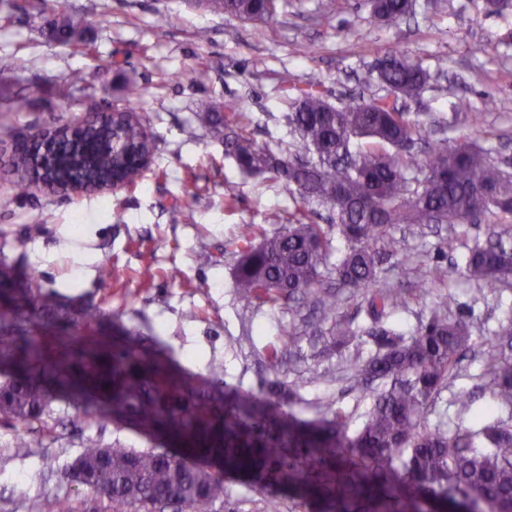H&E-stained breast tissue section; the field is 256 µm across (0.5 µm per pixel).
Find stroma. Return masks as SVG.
I'll return each instance as SVG.
<instances>
[{"mask_svg": "<svg viewBox=\"0 0 512 512\" xmlns=\"http://www.w3.org/2000/svg\"><path fill=\"white\" fill-rule=\"evenodd\" d=\"M56 2L0 0V265L33 272L57 299L117 314L144 345H162L196 376L207 377L210 362H223L229 388L258 389L267 375L266 355L278 348L284 365L276 378L293 387L285 410L314 419L332 398L359 426L370 399L350 390L331 346L329 319L309 301L270 307L234 292L240 225L258 224L274 234L279 227L266 223V216L288 213L300 200L269 176L242 172L225 156L223 135L199 118L196 103L203 97L240 103L256 141L285 148L295 139L285 81L301 85L318 75L330 103L355 105L387 94L374 67L402 52L432 76L411 112L436 118L438 137L452 141L469 134L495 159H512V12L488 13L486 0H417L415 15L386 25L373 18L366 0H291L276 20L244 22L212 13L200 0H66L83 29V44L74 46L43 32ZM201 29L208 30V41H197ZM355 43L361 46L356 54L350 51ZM214 57L223 69L207 67ZM18 58L25 59V69L15 68ZM115 59L127 60L123 73L112 70ZM75 71L85 74L96 95L66 106L56 87ZM128 79L142 89L131 101L122 91ZM489 98L496 107L487 112ZM125 106L140 113L155 141L139 186L72 200L48 191L20 193L10 165L16 138L94 109ZM472 112L482 113L480 128H472ZM229 193L237 198L231 208L224 205ZM176 204L192 210V221L174 218ZM76 219L83 224L78 232ZM494 230L512 241V217L489 214L471 225L393 229L405 238L406 252L387 263L384 281L402 289L406 303L390 324L411 335L447 294L456 299L453 316L471 324L474 347L438 404L451 423L457 420L454 393L474 391L480 383L490 355L485 336L512 320V283L482 292L458 268L464 247L485 244ZM445 240L451 248L438 252ZM202 252L210 264L197 263ZM106 259L112 263L108 281L98 274ZM147 267L154 274L149 287L142 278ZM174 267L181 271L175 281L168 276ZM431 279L439 283L436 292L421 296L419 285ZM292 327L295 341L284 340ZM315 371L324 380L312 381ZM54 408L62 419L57 439L34 443L28 455H16L13 430L0 427V512H25V495L85 499V491L63 477L84 438L137 449L150 445L136 431L79 415L68 403ZM28 468L36 477L17 483L16 473Z\"/></svg>", "mask_w": 512, "mask_h": 512, "instance_id": "1", "label": "stroma"}]
</instances>
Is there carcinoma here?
<instances>
[{
    "label": "carcinoma",
    "instance_id": "cac0c4a2",
    "mask_svg": "<svg viewBox=\"0 0 512 512\" xmlns=\"http://www.w3.org/2000/svg\"><path fill=\"white\" fill-rule=\"evenodd\" d=\"M242 21L275 19L288 0H207ZM413 0H383L379 21L397 24ZM78 24L66 12L50 22V37L73 42ZM378 78L391 95L339 107L324 96L322 82L310 78L292 86L289 127L298 134L294 150L257 144L246 132L245 113L234 102L198 100L199 117L224 132V153L248 174H267L292 188L302 206L286 224L253 243L255 225L240 227L241 242L232 288L239 298L280 306L312 295L326 310L334 292L321 286L336 276L342 288L367 293L364 327L336 319L329 332L336 345L369 338L375 353L355 356L347 377L356 388L381 381L365 422L355 434L348 418L329 400V415L302 421L281 400L262 390L223 386L224 364H209L210 377L185 376L160 350L141 347V336L121 327L112 341L88 332L107 319L97 306L71 307L41 291L36 278L16 287L0 270V425L18 430L15 453L32 447L29 435L55 430L54 401L70 394L84 413H101L149 438L167 439L179 451L136 450L97 439L66 468V480L110 512H240L229 506L224 478L257 491L282 485L311 505L309 512H512V424L496 417L512 407V354L490 355L480 388L487 403L473 408V395L460 391L453 405L471 422L430 427L427 416L456 377L460 355L472 345L469 321L448 312L455 299L436 302L409 340L384 325L405 304L398 288L381 287L383 262L404 252L395 224H428L438 216L451 226L473 224L486 214L512 216V173L491 151L464 135L424 140L432 121L412 118L403 103L418 100L431 80L421 65L394 57ZM92 99L95 89L75 72L59 85L58 99L69 105L75 93ZM130 156L152 155L153 138L143 123L123 124L92 113L76 141H54L55 180L106 182L135 187L144 169L134 160L112 158L111 139ZM418 140L427 150L412 152ZM43 142L33 141L14 156L25 174L38 164ZM325 208L332 224L308 222L306 207ZM463 272L481 287L494 289L512 279V244L499 237L463 256ZM38 324L33 336L24 322Z\"/></svg>",
    "mask_w": 512,
    "mask_h": 512
}]
</instances>
